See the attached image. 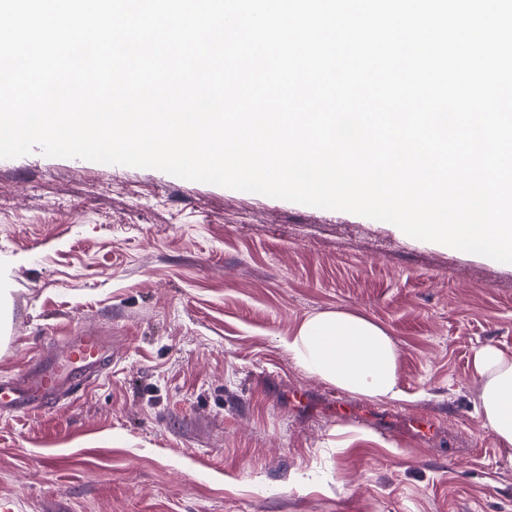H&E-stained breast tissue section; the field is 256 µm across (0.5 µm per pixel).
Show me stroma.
<instances>
[{"instance_id": "stroma-1", "label": "stroma", "mask_w": 512, "mask_h": 512, "mask_svg": "<svg viewBox=\"0 0 512 512\" xmlns=\"http://www.w3.org/2000/svg\"><path fill=\"white\" fill-rule=\"evenodd\" d=\"M0 266V375L83 323L114 352L78 399L0 414V512H512L472 372L512 353V263L36 151L0 159ZM336 308L393 336L403 399L294 366L283 338Z\"/></svg>"}]
</instances>
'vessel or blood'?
I'll return each mask as SVG.
<instances>
[{
    "mask_svg": "<svg viewBox=\"0 0 512 512\" xmlns=\"http://www.w3.org/2000/svg\"><path fill=\"white\" fill-rule=\"evenodd\" d=\"M112 348L95 329L68 336L61 352L43 351L20 373L0 380V413H31L77 397L112 365Z\"/></svg>",
    "mask_w": 512,
    "mask_h": 512,
    "instance_id": "vessel-or-blood-1",
    "label": "vessel or blood"
}]
</instances>
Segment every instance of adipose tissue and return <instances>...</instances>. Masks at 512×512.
<instances>
[{
	"instance_id": "obj_1",
	"label": "adipose tissue",
	"mask_w": 512,
	"mask_h": 512,
	"mask_svg": "<svg viewBox=\"0 0 512 512\" xmlns=\"http://www.w3.org/2000/svg\"><path fill=\"white\" fill-rule=\"evenodd\" d=\"M283 346L308 375L349 394L399 400L400 350L390 333L367 317L345 310L305 317ZM472 370L480 386L475 410L501 448L512 449V354L487 345L477 349Z\"/></svg>"
}]
</instances>
